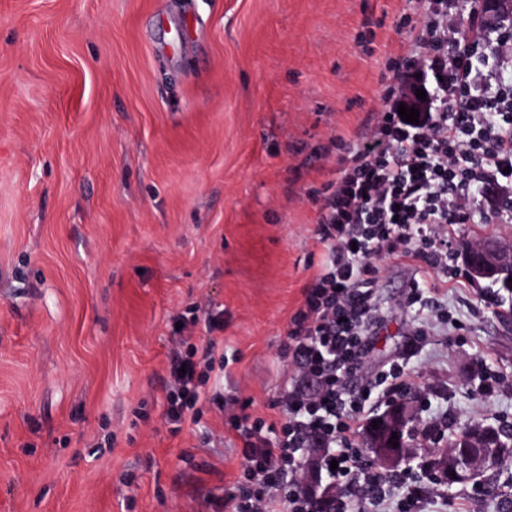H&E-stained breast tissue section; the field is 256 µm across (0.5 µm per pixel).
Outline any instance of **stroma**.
Masks as SVG:
<instances>
[{
  "instance_id": "1",
  "label": "stroma",
  "mask_w": 512,
  "mask_h": 512,
  "mask_svg": "<svg viewBox=\"0 0 512 512\" xmlns=\"http://www.w3.org/2000/svg\"><path fill=\"white\" fill-rule=\"evenodd\" d=\"M405 0H0V512H224L243 471L229 418L278 419L279 354L323 262L312 195L383 109L410 39ZM470 202L437 309L413 260L380 258L363 368L416 373L414 424L512 427V293L462 248L492 235L512 183ZM494 296L497 307L485 305ZM213 345L198 424L163 417L177 315ZM418 437L400 472L423 512H497L453 487Z\"/></svg>"
}]
</instances>
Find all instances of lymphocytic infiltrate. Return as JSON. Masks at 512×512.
<instances>
[{
    "instance_id": "1",
    "label": "lymphocytic infiltrate",
    "mask_w": 512,
    "mask_h": 512,
    "mask_svg": "<svg viewBox=\"0 0 512 512\" xmlns=\"http://www.w3.org/2000/svg\"><path fill=\"white\" fill-rule=\"evenodd\" d=\"M423 8L419 33L393 68L389 108L371 136L353 144L350 166L324 197L314 232L324 261L291 320L281 357L293 369L272 402L288 423L247 415L230 423L244 475L225 485V512H317L322 495L313 482L354 488L365 464L353 438L367 406L417 387L412 374L397 371L380 391L357 373L377 313L375 259L419 257L447 271L448 234L473 219L470 193L512 168V80L475 66L476 47L453 49L457 19L448 0H424ZM409 83L426 93L415 124L398 114V90ZM212 352L185 336L170 351L168 423L197 422L206 403L223 407V393L203 388L201 365ZM318 453L337 468L305 475L304 456Z\"/></svg>"
}]
</instances>
